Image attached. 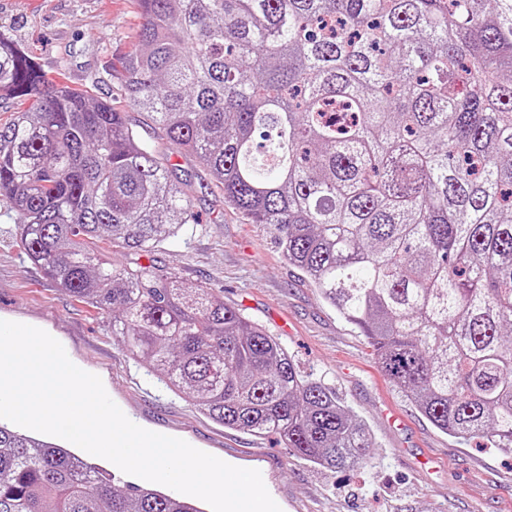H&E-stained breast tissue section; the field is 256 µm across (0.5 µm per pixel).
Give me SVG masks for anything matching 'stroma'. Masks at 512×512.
Here are the masks:
<instances>
[{
	"instance_id": "obj_1",
	"label": "stroma",
	"mask_w": 512,
	"mask_h": 512,
	"mask_svg": "<svg viewBox=\"0 0 512 512\" xmlns=\"http://www.w3.org/2000/svg\"><path fill=\"white\" fill-rule=\"evenodd\" d=\"M141 22L136 0H0V34L30 49L47 77L65 72L70 87L98 100L117 98L112 63L129 49ZM131 117L144 141L167 148L171 167L188 183L198 223L151 254L117 241L104 257L119 266L159 267L186 285L206 283L225 305L261 325L305 375L333 386L366 425L365 463L336 472L314 466L275 437L224 427L174 395L113 338L107 315L28 261L16 242L17 216L2 204L0 320L56 338L140 427L259 470L282 512H512V455L438 430L385 379L358 329L288 264L273 228L247 223L227 206L208 170L167 146L147 114Z\"/></svg>"
}]
</instances>
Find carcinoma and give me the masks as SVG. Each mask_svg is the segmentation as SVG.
<instances>
[{"mask_svg":"<svg viewBox=\"0 0 512 512\" xmlns=\"http://www.w3.org/2000/svg\"><path fill=\"white\" fill-rule=\"evenodd\" d=\"M136 2L112 63L127 105L273 228L435 427L512 455V0ZM2 96L27 105L0 124V199L28 260L216 423L323 469L362 460L365 426L261 325L204 283L102 258L195 223L127 113L1 37ZM0 512L205 510L0 422Z\"/></svg>","mask_w":512,"mask_h":512,"instance_id":"1","label":"carcinoma"}]
</instances>
